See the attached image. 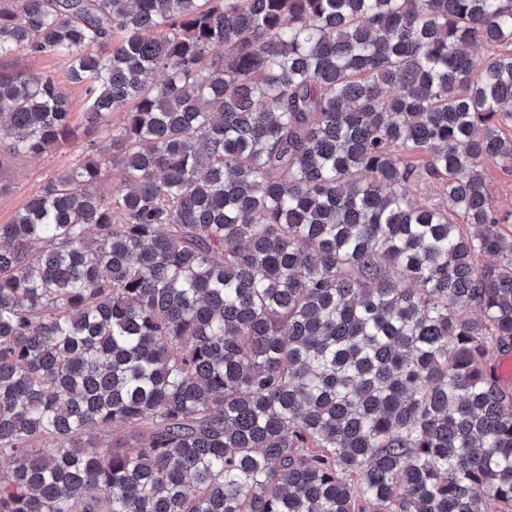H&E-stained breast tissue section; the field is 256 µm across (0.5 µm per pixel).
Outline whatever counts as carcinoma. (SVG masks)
Segmentation results:
<instances>
[{"mask_svg":"<svg viewBox=\"0 0 512 512\" xmlns=\"http://www.w3.org/2000/svg\"><path fill=\"white\" fill-rule=\"evenodd\" d=\"M45 53L0 144L83 84L112 159L0 224V512H512V0L0 8ZM485 178L490 195L501 212H512V171L490 163L485 166Z\"/></svg>","mask_w":512,"mask_h":512,"instance_id":"cac0c4a2","label":"carcinoma"}]
</instances>
